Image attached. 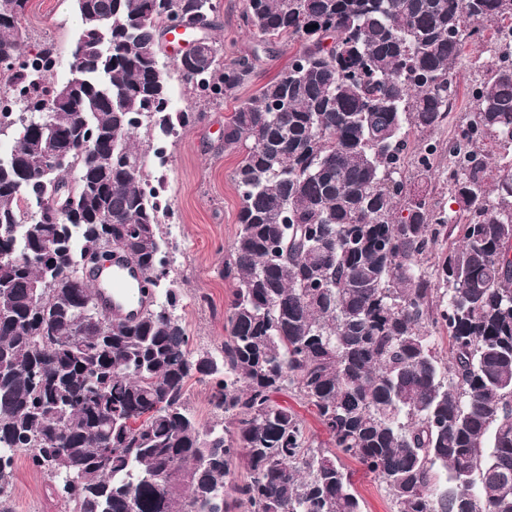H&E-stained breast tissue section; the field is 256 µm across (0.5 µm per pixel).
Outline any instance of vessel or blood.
<instances>
[{
    "label": "vessel or blood",
    "mask_w": 512,
    "mask_h": 512,
    "mask_svg": "<svg viewBox=\"0 0 512 512\" xmlns=\"http://www.w3.org/2000/svg\"><path fill=\"white\" fill-rule=\"evenodd\" d=\"M98 287L97 302L103 313L111 318L132 319L147 308V300L138 285L141 277L131 262L113 259L105 270L91 274Z\"/></svg>",
    "instance_id": "b4317fda"
}]
</instances>
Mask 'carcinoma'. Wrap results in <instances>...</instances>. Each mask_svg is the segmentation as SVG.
Returning <instances> with one entry per match:
<instances>
[{
    "instance_id": "carcinoma-1",
    "label": "carcinoma",
    "mask_w": 512,
    "mask_h": 512,
    "mask_svg": "<svg viewBox=\"0 0 512 512\" xmlns=\"http://www.w3.org/2000/svg\"><path fill=\"white\" fill-rule=\"evenodd\" d=\"M151 0H76L88 33L68 96L53 52L23 56L29 0H0V59L28 117L0 165V512H11L13 454L54 482L66 512H362L345 461L377 478L393 512H512V65L483 62L477 109L448 141L454 210L407 188L436 172L437 148L409 129L448 118L449 75L466 42L496 27L512 56V0H245L261 43L299 39L279 79L228 117L240 160L238 231L224 260L234 284L219 354L195 352L166 303L137 320L98 309L83 253L112 244L153 284L168 262L162 180L135 147L154 115L174 138L248 83L258 55L216 47L176 71L198 107L168 111L159 77L166 11ZM216 28L219 0H164ZM315 28H310V25ZM92 136L102 167L76 153V179L44 177L32 125ZM59 199V222L23 207ZM459 233L460 241L436 249ZM43 285L38 297L32 285ZM448 335V358L436 333ZM209 384L218 418L200 425L187 385ZM312 407L330 436H308L278 397ZM246 476H236L239 465ZM81 482L60 476L74 467Z\"/></svg>"
}]
</instances>
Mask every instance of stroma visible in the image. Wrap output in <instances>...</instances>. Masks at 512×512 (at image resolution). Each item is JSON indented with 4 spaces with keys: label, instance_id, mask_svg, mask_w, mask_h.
Listing matches in <instances>:
<instances>
[{
    "label": "stroma",
    "instance_id": "1",
    "mask_svg": "<svg viewBox=\"0 0 512 512\" xmlns=\"http://www.w3.org/2000/svg\"><path fill=\"white\" fill-rule=\"evenodd\" d=\"M217 37L225 60L258 54L259 60L249 82L223 104L209 107L205 120L167 143V163L158 166L148 158L149 175H164L168 184L169 207L174 224L164 225L170 241L169 280L180 294L176 313L199 352L217 350L225 336L224 318L233 290L224 278V253L238 231L241 198L232 180L239 161L237 153L226 151L222 133L234 106L279 77L291 66L301 49L300 42L281 41L269 50L243 25L244 0H219ZM24 51L33 54L51 50L57 57L54 84L71 77V46L80 32L74 0H30L25 21ZM489 39L469 42L462 61L451 74L456 96L446 122L434 130L430 142L447 146L462 117L475 106L469 91L481 76L477 60L489 56ZM13 512H65L51 489L48 478L35 470L26 455L14 465Z\"/></svg>",
    "mask_w": 512,
    "mask_h": 512
}]
</instances>
